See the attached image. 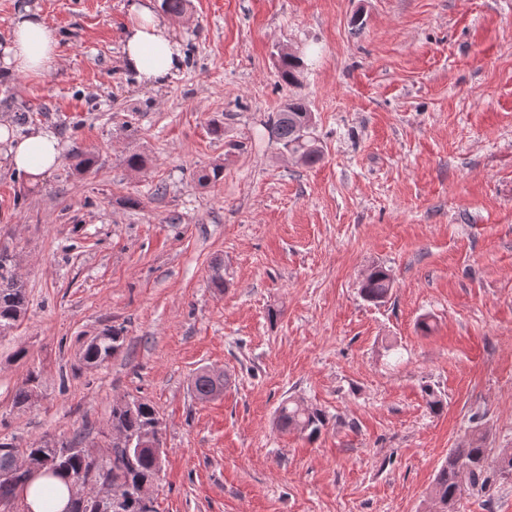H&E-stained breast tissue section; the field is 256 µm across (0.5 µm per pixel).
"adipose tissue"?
<instances>
[{"instance_id":"obj_1","label":"adipose tissue","mask_w":512,"mask_h":512,"mask_svg":"<svg viewBox=\"0 0 512 512\" xmlns=\"http://www.w3.org/2000/svg\"><path fill=\"white\" fill-rule=\"evenodd\" d=\"M131 22L125 30L124 61L137 79L147 86L168 82L182 66L183 54L173 39L170 27L145 0H131ZM58 39L55 27L44 15L19 9L7 45L0 49L8 74L42 76L58 64ZM0 144L14 169L38 180L55 169L61 159V146L55 135L38 131L14 139L8 125L0 124ZM29 512H64L69 490L64 479L36 477L23 494Z\"/></svg>"}]
</instances>
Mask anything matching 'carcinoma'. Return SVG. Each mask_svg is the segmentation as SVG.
Here are the masks:
<instances>
[{
	"label": "carcinoma",
	"mask_w": 512,
	"mask_h": 512,
	"mask_svg": "<svg viewBox=\"0 0 512 512\" xmlns=\"http://www.w3.org/2000/svg\"><path fill=\"white\" fill-rule=\"evenodd\" d=\"M301 58L294 55L280 57V77L287 85L299 82ZM312 112L301 97L289 99L283 108L271 116L268 130L271 137L281 142L289 151L296 153L308 163L319 161L321 150L312 136ZM393 288L390 273L374 267L365 276L361 294L367 301H384ZM28 296L23 282L7 265L6 258L0 256V328L13 327L28 309ZM124 343V329L110 327L94 337L83 349L81 359L88 365H101L114 357ZM39 374L30 372L28 378L16 387L12 396L15 408H26L31 404L35 383ZM226 381L213 378L200 370L192 379V390L200 401H207L224 390ZM159 420L155 407L144 400L136 399L125 406H112L110 427L123 431L134 441L129 448L108 447L107 453L98 457H88L75 448L81 444L80 435L71 438H42L33 442L24 451L0 438V473L8 477L0 479V504L13 506L19 493L29 485L32 473L16 461L24 455L37 463L45 464L44 474L64 477L69 485L84 481L94 473L112 475V483L117 485L120 502L113 512H155L153 500L142 501L138 490L143 485H151L156 480L158 470L154 452L139 447V437L144 429ZM329 422L328 415L305 405L299 400L288 398L277 410L276 423L282 431H297L307 439L317 438ZM70 448L72 452L61 454L57 448ZM492 449L486 446L485 436L474 434L466 448H453L448 459L441 465L430 490V497L442 505V512H456V506L464 493L479 494L490 481L488 459Z\"/></svg>",
	"instance_id": "1"
}]
</instances>
